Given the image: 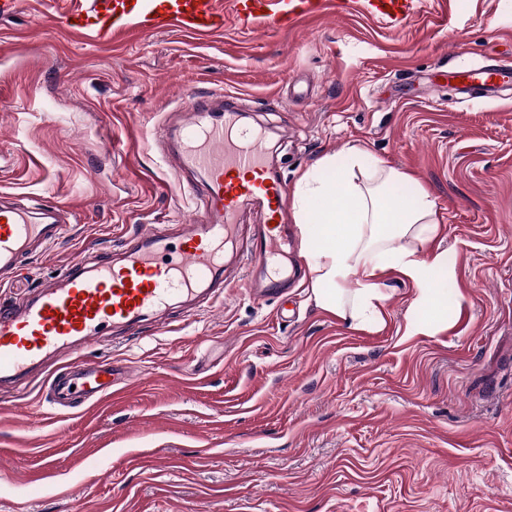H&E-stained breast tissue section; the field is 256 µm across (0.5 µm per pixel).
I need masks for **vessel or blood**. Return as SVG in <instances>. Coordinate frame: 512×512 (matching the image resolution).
<instances>
[{
    "label": "vessel or blood",
    "mask_w": 512,
    "mask_h": 512,
    "mask_svg": "<svg viewBox=\"0 0 512 512\" xmlns=\"http://www.w3.org/2000/svg\"><path fill=\"white\" fill-rule=\"evenodd\" d=\"M236 18L246 25L269 23L292 28L304 20L362 9L392 27L414 16L420 0H231ZM60 27L92 37L101 44L126 27L187 34L223 29L224 13L216 0H91L90 5L56 15ZM459 87L479 96L512 85V71L461 68ZM172 144L167 157L180 180L194 178L198 216L171 237L167 225L134 232L115 253L82 251L58 275L36 290L0 305V398L29 385L51 361L78 355L101 342L110 330H134L173 306L194 310L199 299L218 300L228 287L224 248L234 243L244 212L263 215L253 225L246 246L250 267L244 286L254 299L276 295L278 283L262 262L281 254L290 236L280 221L285 184L263 152L260 132L242 128L233 109H211L208 99L194 97L180 125L167 127ZM60 205L26 202L0 195V279L18 274L27 260L63 238L67 225ZM131 374L106 362L80 360L73 370L54 378L45 397L66 407L115 393Z\"/></svg>",
    "instance_id": "vessel-or-blood-1"
}]
</instances>
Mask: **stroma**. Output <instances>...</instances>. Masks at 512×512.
<instances>
[{"label":"stroma","mask_w":512,"mask_h":512,"mask_svg":"<svg viewBox=\"0 0 512 512\" xmlns=\"http://www.w3.org/2000/svg\"><path fill=\"white\" fill-rule=\"evenodd\" d=\"M81 2L26 0L0 19V192L77 216L0 303L84 248L191 221L160 131L194 90L265 131L287 187L358 146L428 188L454 316L425 328L393 272L374 329L305 287L285 302L229 288L173 330L89 344L131 383L66 413L40 380L0 401V512H512V90L473 98L452 79L512 68V0H423L397 28L358 9L291 29L229 16L108 45L53 24Z\"/></svg>","instance_id":"35a3bbf8"}]
</instances>
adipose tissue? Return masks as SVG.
Instances as JSON below:
<instances>
[{"instance_id": "ef3b65f1", "label": "adipose tissue", "mask_w": 512, "mask_h": 512, "mask_svg": "<svg viewBox=\"0 0 512 512\" xmlns=\"http://www.w3.org/2000/svg\"><path fill=\"white\" fill-rule=\"evenodd\" d=\"M327 169L335 170V181L323 178ZM290 198L317 308L352 328L377 325L385 316V278L394 271L414 284V308L445 320L447 306L431 273L447 258L428 253L438 232V204L429 190L351 147L317 161Z\"/></svg>"}]
</instances>
